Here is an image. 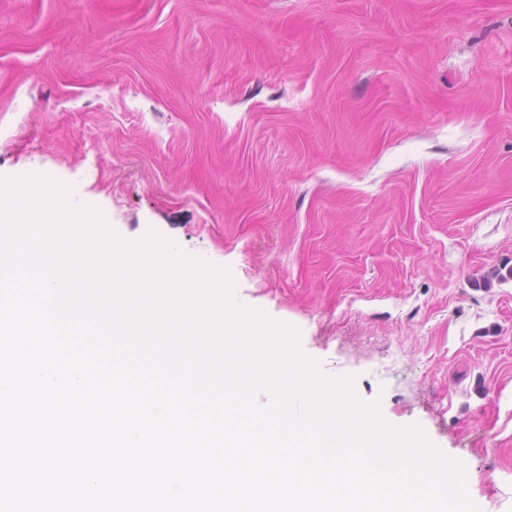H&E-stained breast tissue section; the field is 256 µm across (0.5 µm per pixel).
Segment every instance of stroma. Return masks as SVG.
Returning <instances> with one entry per match:
<instances>
[{
    "mask_svg": "<svg viewBox=\"0 0 512 512\" xmlns=\"http://www.w3.org/2000/svg\"><path fill=\"white\" fill-rule=\"evenodd\" d=\"M232 297L512 512V0H0V177Z\"/></svg>",
    "mask_w": 512,
    "mask_h": 512,
    "instance_id": "obj_1",
    "label": "stroma"
}]
</instances>
